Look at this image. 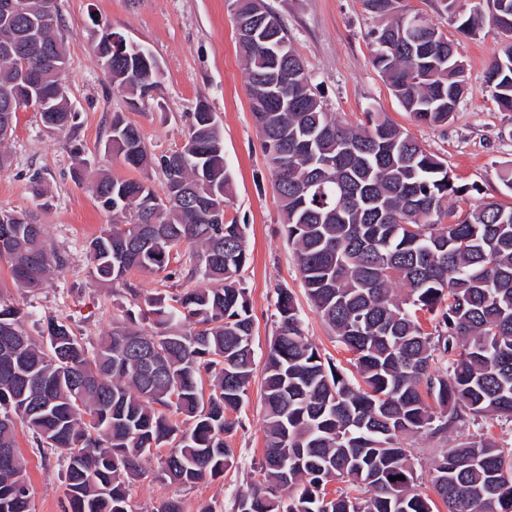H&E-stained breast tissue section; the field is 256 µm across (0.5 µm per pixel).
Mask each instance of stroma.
Listing matches in <instances>:
<instances>
[{
  "label": "stroma",
  "mask_w": 512,
  "mask_h": 512,
  "mask_svg": "<svg viewBox=\"0 0 512 512\" xmlns=\"http://www.w3.org/2000/svg\"><path fill=\"white\" fill-rule=\"evenodd\" d=\"M288 28V37L311 75V90L327 111L351 123L366 113L385 112L425 149L444 158L459 183L475 186L471 205L497 200L512 205V192L498 173L512 166V113L498 111L487 91L485 75L502 35L484 24L474 35L461 33L441 8L440 0H405L453 41L465 65L466 89L453 119L443 127L416 122L404 112L387 83L370 62L368 33L381 19L369 14L362 0H266ZM68 67L62 76L77 114L73 129L50 133L39 114L18 112L14 132L4 147L8 162L0 169V208L31 214L44 224L49 244L66 257L41 290L27 293L11 284L6 260H0V295L29 312L33 320L55 317L83 335L95 338L112 329L120 315V298L108 285L92 281L88 242L112 221L94 199L89 183L106 170L123 179L150 176L163 191L159 171L126 166L106 153L104 142L113 113L134 123L149 154L181 147L197 104H206L218 120L224 162L232 175L228 218L244 227L248 262L242 273L254 318L253 350L263 362L275 331L279 289L292 293L309 336L321 355L348 367L350 353L336 342L307 299L289 246L270 165L254 123L247 95V75L239 55L235 21L225 0H58ZM147 48L162 74L152 96L131 100L113 89L96 52L103 28ZM40 172L45 199L32 194L29 177ZM233 417L228 438L234 464L218 477L186 487L162 479V459L154 457L132 488L133 512H152L168 499H180L188 512L209 504L216 512H234L236 495L250 492L262 477L265 412L260 380ZM482 429L500 445L512 447V424L487 419L438 440L417 436L410 441L411 464L419 477L418 492L432 495L429 468L441 451ZM16 442L27 461L33 512H63L62 468L55 456H42L25 427Z\"/></svg>",
  "instance_id": "35a3bbf8"
}]
</instances>
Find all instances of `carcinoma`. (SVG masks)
Listing matches in <instances>:
<instances>
[{"mask_svg":"<svg viewBox=\"0 0 512 512\" xmlns=\"http://www.w3.org/2000/svg\"><path fill=\"white\" fill-rule=\"evenodd\" d=\"M385 23L371 31V62L414 120L443 126L464 94L465 67L453 42L399 0H362ZM458 29L476 33L484 9L505 41L486 73L498 111L512 112V0H440ZM487 7H482V4ZM255 35L239 42L255 122L283 224L307 297L353 356L359 379L321 356L286 289L263 372V485L239 495L236 512H434L416 492L409 437L445 438L489 415L512 423V206L471 208L474 186L457 183L448 163L427 151L384 112L355 126L326 111L281 19L260 25L265 0H228ZM24 19H0V130L16 117L24 68L39 74L52 111L76 125L69 100L54 97L68 58L60 23L45 41L62 57L23 53ZM112 85L140 98L159 78L134 56L104 57ZM213 113H192L186 141L168 156L146 151L138 128L112 115L104 149L150 177L100 172L92 184L102 209L129 216L107 225L88 251L96 281L123 286L145 302L139 326L130 311L91 340L46 319L31 333L28 315L0 299V512H32L31 486L15 438L16 421L38 450L62 465L67 512H132L133 482L160 448L163 476L190 486L235 461L226 437L255 372L253 316L241 272L244 227L215 223L232 178ZM288 155V170L277 166ZM13 283L34 292L66 264L44 225L26 212L9 225ZM188 277L202 283L169 298H140L132 271L168 273L183 244ZM409 288L398 299L394 286ZM431 315V331L419 313ZM159 371L147 374L140 352ZM434 399L437 408L428 403ZM184 416L185 426L170 418ZM448 512H512V448L475 433L443 452L430 471ZM351 483L335 494V480Z\"/></svg>","mask_w":512,"mask_h":512,"instance_id":"carcinoma-1","label":"carcinoma"}]
</instances>
